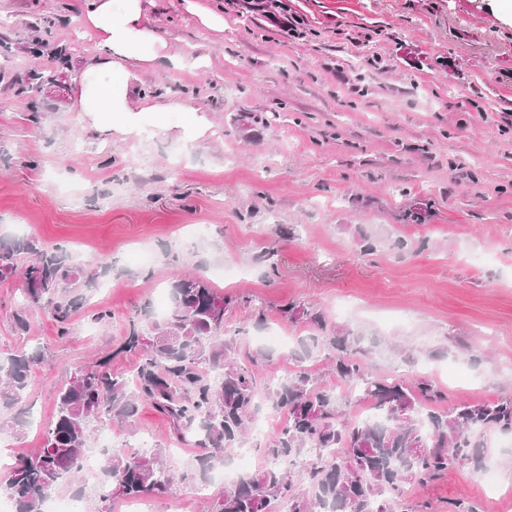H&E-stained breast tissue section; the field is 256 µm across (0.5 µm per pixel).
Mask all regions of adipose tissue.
Segmentation results:
<instances>
[{"mask_svg": "<svg viewBox=\"0 0 512 512\" xmlns=\"http://www.w3.org/2000/svg\"><path fill=\"white\" fill-rule=\"evenodd\" d=\"M152 5L153 0H86L83 20L95 30L98 50L75 79L76 109L92 128L120 136L163 128V115L183 105L145 97L141 73L158 66L182 70L209 63L205 54L189 59L169 51L148 23Z\"/></svg>", "mask_w": 512, "mask_h": 512, "instance_id": "1", "label": "adipose tissue"}]
</instances>
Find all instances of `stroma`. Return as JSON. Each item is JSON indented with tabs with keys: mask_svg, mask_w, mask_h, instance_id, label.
<instances>
[{
	"mask_svg": "<svg viewBox=\"0 0 512 512\" xmlns=\"http://www.w3.org/2000/svg\"><path fill=\"white\" fill-rule=\"evenodd\" d=\"M224 16L223 39L180 0H154L150 20L173 52L208 54L202 69L142 76L148 96L206 109L211 128L179 141L185 111L162 131L103 138L71 108L72 79L97 50L74 45L84 0H0V239L63 243L83 270V306L68 335L40 307L16 335L21 279L0 283V358L39 351L19 410L0 413V456L42 443L55 397L74 370L120 343L128 320L153 312L175 280L236 268L216 287L232 303L225 329L243 352L275 330L289 344L309 327L280 315L314 307L359 332L376 377L427 376L450 400L512 395V7L506 0H282L281 19L201 0ZM304 19L307 36L288 32ZM53 25L35 42L29 25ZM37 70L58 86L17 95ZM148 167H141V157ZM376 250L360 256L364 237ZM148 249L154 259L130 262ZM274 261H266L268 250ZM109 310V323L93 319ZM409 341L397 365L389 346ZM110 430L128 447L148 433L173 471L197 449L142 404ZM174 482L157 512H213ZM477 474L452 470L408 486V507L447 512L480 500Z\"/></svg>",
	"mask_w": 512,
	"mask_h": 512,
	"instance_id": "obj_1",
	"label": "stroma"
}]
</instances>
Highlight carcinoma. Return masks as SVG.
<instances>
[{"label": "carcinoma", "instance_id": "obj_1", "mask_svg": "<svg viewBox=\"0 0 512 512\" xmlns=\"http://www.w3.org/2000/svg\"><path fill=\"white\" fill-rule=\"evenodd\" d=\"M81 274L61 243L46 246L33 237L0 243V281L22 276L28 301L48 310L62 336L83 305L82 297L71 292ZM230 303L202 278L181 276L163 317L129 320L114 355L136 357L131 375L113 372L110 358L78 368L58 392L55 421L41 448L15 462L0 484L16 512H42L45 497L64 478L81 482L78 462L91 447V424L102 419L129 424L143 403L169 419L176 440L190 437L202 449L182 471L185 483L204 476L218 456L247 443L260 406L252 365L264 353L257 351L245 362L223 338ZM280 315L318 332L312 345L293 353L294 359L314 356L319 346L333 351L329 361L336 379L358 384L382 421L341 423L342 400L323 386L319 374L299 370L267 394V404L286 411L288 418L266 440L262 455L287 459L324 448L344 453L313 465L306 500H295L288 469L268 467L225 485L215 512H273L275 503L287 499L294 501L290 512H399L386 492L426 485L454 468L477 472L485 460L483 437L512 433V396L450 402L422 376L391 382L374 377L363 361L361 336L328 328L313 307L290 305ZM41 362L36 353L20 352L0 368L1 405L20 402ZM104 461L112 498L161 499L174 483L161 448L130 455L114 449Z\"/></svg>", "mask_w": 512, "mask_h": 512}]
</instances>
